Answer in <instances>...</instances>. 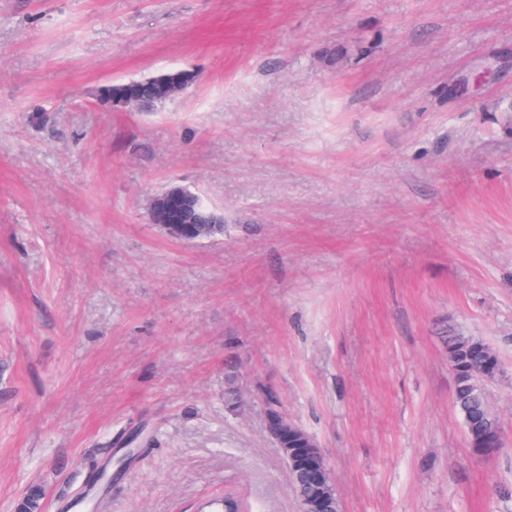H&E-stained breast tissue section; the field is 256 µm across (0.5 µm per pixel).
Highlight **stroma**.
<instances>
[{
    "label": "stroma",
    "instance_id": "obj_1",
    "mask_svg": "<svg viewBox=\"0 0 512 512\" xmlns=\"http://www.w3.org/2000/svg\"><path fill=\"white\" fill-rule=\"evenodd\" d=\"M173 183L223 238L148 222ZM448 325L498 355L494 455ZM271 400L342 512H512V0H0V512L92 459L96 512H300ZM171 73L176 74L167 83H148V86H144L142 96L139 99V106L136 108L140 110L139 112H156L154 110L160 108H154L157 99H159L162 106H164L175 97L178 90L183 91L192 84L196 77L195 74L186 70H174L171 71Z\"/></svg>",
    "mask_w": 512,
    "mask_h": 512
}]
</instances>
